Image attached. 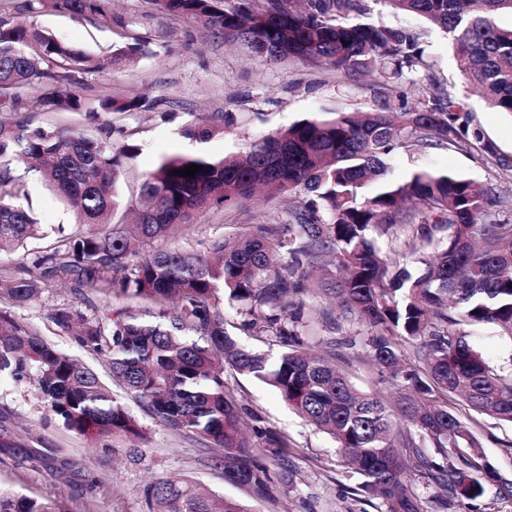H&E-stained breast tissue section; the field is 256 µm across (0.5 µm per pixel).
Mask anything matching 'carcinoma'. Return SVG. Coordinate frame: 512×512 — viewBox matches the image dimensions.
<instances>
[{
	"label": "carcinoma",
	"instance_id": "cac0c4a2",
	"mask_svg": "<svg viewBox=\"0 0 512 512\" xmlns=\"http://www.w3.org/2000/svg\"><path fill=\"white\" fill-rule=\"evenodd\" d=\"M112 0H22L33 14L50 6L112 22ZM164 15L183 16L247 41L267 61L289 60L336 75L375 76L378 108L306 118L241 152L214 159L174 154L139 186L114 224L123 159L112 144L77 130L0 120V244L24 247L39 237L26 193L10 161L38 172L77 207L76 222L99 231L72 234L35 258L26 275L0 288V304L27 306L47 281L71 277L78 288L119 290L150 301L140 316L105 308L92 318L76 306L47 319L109 366L112 381L165 428L224 451V477L248 496L265 495L269 475L260 459L285 454L288 437L261 427L245 434L242 407L224 382L229 368L274 387L288 406L337 450L359 490L382 512H425L412 478L420 475L446 496L474 501L485 484L501 480L482 461L480 444L461 414L512 426V374L489 365L465 328L492 325L512 340V220L500 219L508 201L451 172L418 170L409 180L387 179V159L399 150L441 145L497 156L472 113L436 76L418 36L358 18L367 0H243L226 12L222 0H151ZM448 31L460 75L472 92L512 114V28L495 16L512 0H384ZM148 51L133 37L102 62L20 21L0 22V112L34 100L48 112H80V96L62 87L81 75L124 68ZM408 83L416 98L389 105L387 90ZM144 97L100 95L94 112L149 109ZM213 133L200 117L183 135ZM196 164L195 177L178 170ZM263 190L278 197L281 224H248L214 241L207 252L159 249L127 269L144 242L166 239L195 213L230 207ZM317 286L336 299L348 325L367 328L341 344L349 360L396 381L393 402L356 389L336 368V345L318 355L302 351L303 296L314 269ZM129 273L118 276V273ZM238 305L240 330L273 336L286 347L272 358L240 344L225 327L224 306ZM31 380L45 407L78 434L140 437L121 397L98 372L59 350L31 323L0 307V380ZM146 497L152 512H247L235 499L189 482L159 480ZM0 512H62L52 499L0 493Z\"/></svg>",
	"mask_w": 512,
	"mask_h": 512
}]
</instances>
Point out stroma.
<instances>
[{
  "label": "stroma",
  "instance_id": "35a3bbf8",
  "mask_svg": "<svg viewBox=\"0 0 512 512\" xmlns=\"http://www.w3.org/2000/svg\"><path fill=\"white\" fill-rule=\"evenodd\" d=\"M18 0H0V18L27 22L52 34L58 41L84 49L97 58L133 36L150 41L149 53L122 70H104L88 75L73 90L83 101L97 95L144 94L156 99L150 110L106 115L93 112H47L27 103L12 113L16 122L76 126L88 136L110 141L114 149L137 145L135 157L125 162L118 192L123 199L136 195L146 174L163 157L201 154L221 158L262 140L280 128L305 118L331 119L341 112L367 111L376 101L364 80L319 72L299 64L267 62L254 57L240 42L200 23L158 14L151 0H115L114 24L97 22L47 8L36 14H21ZM370 20L416 33L434 57L440 74L453 92L466 98L476 124L496 155L507 166L492 162L480 149L455 151L439 145L401 151L388 161L387 177L402 182L419 169L452 172L482 186L493 188L503 198L512 197V115L496 111L484 99L470 95L460 76L451 49V38L425 18L393 11L383 0H369ZM204 113L214 132L203 142H191L182 130ZM26 204L34 211L45 234L27 248L0 249V276L20 275L42 251L54 246L60 234L90 232V225L75 222L73 207L56 196L37 175H29ZM282 219L278 199L255 198L244 205L213 208L197 214L192 226L164 240L167 248L204 249L214 238L224 236L231 224H274ZM79 304L93 315L109 307L139 313L143 301L119 293L78 295L74 281L43 290L30 305L15 314L34 323L58 349L76 355L80 349L73 337L55 331L46 319L50 309ZM469 341L494 366H512V341L490 326L469 331ZM224 379L253 414V425L287 436V456H265L270 476L266 498L253 500L224 478L219 453L208 443L172 432L157 423L136 403L128 408L145 430L144 440L95 439L76 435L49 415L32 385L0 381V414L21 434L20 447L0 450V492L62 501L67 512H149L145 489L160 479L190 481L212 494L244 501L250 512H377L375 505L358 502L336 442L314 431L271 387L228 371ZM478 439L485 459L502 477L487 484L475 501H447L434 484L417 479V490L427 512H512V427L484 419L468 424ZM49 441L57 453L47 460L35 459L38 438Z\"/></svg>",
  "mask_w": 512,
  "mask_h": 512
}]
</instances>
